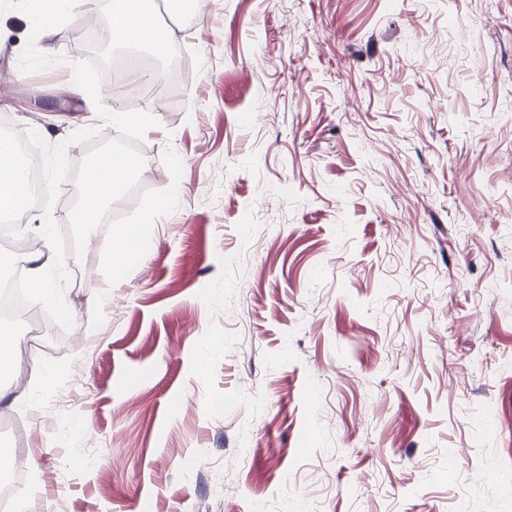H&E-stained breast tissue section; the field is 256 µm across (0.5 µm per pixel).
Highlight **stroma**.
Segmentation results:
<instances>
[{
	"label": "stroma",
	"instance_id": "stroma-1",
	"mask_svg": "<svg viewBox=\"0 0 512 512\" xmlns=\"http://www.w3.org/2000/svg\"><path fill=\"white\" fill-rule=\"evenodd\" d=\"M83 0L53 55L0 10V117L49 143L111 124L73 92L105 43ZM134 270L105 227L68 267L42 376L0 374L12 512H512V0H201ZM11 464L0 479V509L9 511L27 473L29 455L25 448H13Z\"/></svg>",
	"mask_w": 512,
	"mask_h": 512
}]
</instances>
